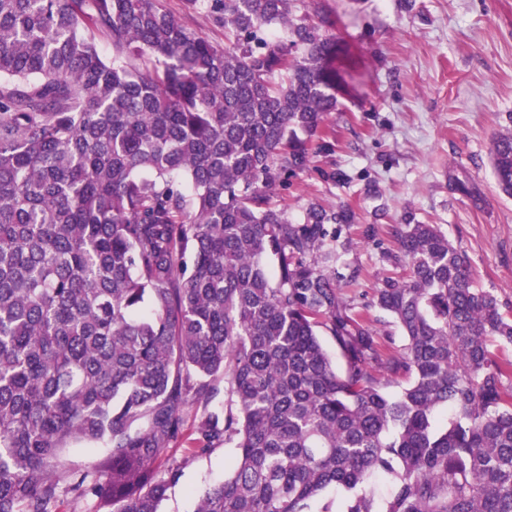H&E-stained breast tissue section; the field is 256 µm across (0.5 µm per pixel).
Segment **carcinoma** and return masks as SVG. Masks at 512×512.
Returning <instances> with one entry per match:
<instances>
[{
  "label": "carcinoma",
  "mask_w": 512,
  "mask_h": 512,
  "mask_svg": "<svg viewBox=\"0 0 512 512\" xmlns=\"http://www.w3.org/2000/svg\"><path fill=\"white\" fill-rule=\"evenodd\" d=\"M183 6L224 48L159 0H0V512L69 494L159 512L191 400V454L235 449L195 512H512V360L491 349L512 346V310L438 225L402 224L406 275L374 302L406 340L392 353L324 249L353 214L294 222L273 201L348 88L334 21L293 0ZM491 156L511 198V129ZM219 376L233 410L209 409ZM160 4L164 9L180 17L191 29L201 32L214 44L224 46V30L214 25L203 13H185L183 0H160ZM108 445L94 442L72 443L62 453L64 466L69 470H83L107 453Z\"/></svg>",
  "instance_id": "cac0c4a2"
}]
</instances>
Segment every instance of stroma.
Masks as SVG:
<instances>
[{"mask_svg":"<svg viewBox=\"0 0 512 512\" xmlns=\"http://www.w3.org/2000/svg\"><path fill=\"white\" fill-rule=\"evenodd\" d=\"M294 12L335 19L359 66L308 167L274 194L297 221L313 203L352 211L331 244L344 300L402 350L373 296L392 270L393 226L429 223L467 254L477 286L512 309V198L490 162L495 137L512 126V0H295ZM201 411L186 408L183 434L162 456L181 476L160 512H193L199 491L229 471L231 448L189 453Z\"/></svg>","mask_w":512,"mask_h":512,"instance_id":"stroma-1","label":"stroma"}]
</instances>
